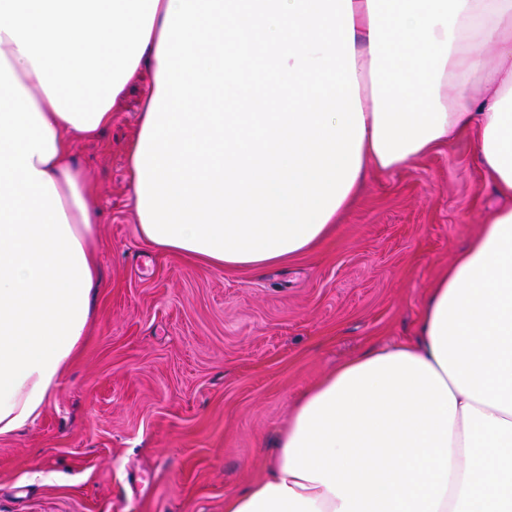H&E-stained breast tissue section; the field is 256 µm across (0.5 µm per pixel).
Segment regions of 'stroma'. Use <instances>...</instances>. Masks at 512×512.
Masks as SVG:
<instances>
[{
	"label": "stroma",
	"mask_w": 512,
	"mask_h": 512,
	"mask_svg": "<svg viewBox=\"0 0 512 512\" xmlns=\"http://www.w3.org/2000/svg\"><path fill=\"white\" fill-rule=\"evenodd\" d=\"M141 89L78 142L102 222L81 352L37 423L0 436V512H224L264 477L303 394L416 337L427 289L499 200L462 132L369 172L335 233L287 263L218 270L139 237L128 143Z\"/></svg>",
	"instance_id": "stroma-1"
}]
</instances>
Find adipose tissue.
<instances>
[{"mask_svg": "<svg viewBox=\"0 0 512 512\" xmlns=\"http://www.w3.org/2000/svg\"><path fill=\"white\" fill-rule=\"evenodd\" d=\"M138 82V234L219 270L315 248L369 170L475 133L502 204L417 340L311 387L224 512H512V0H0V435L86 332L101 212L73 146Z\"/></svg>", "mask_w": 512, "mask_h": 512, "instance_id": "obj_1", "label": "adipose tissue"}]
</instances>
